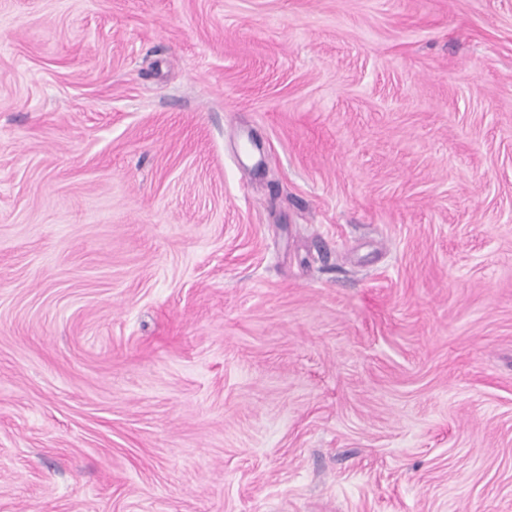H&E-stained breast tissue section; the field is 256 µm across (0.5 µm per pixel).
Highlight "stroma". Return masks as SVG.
<instances>
[{"label": "stroma", "instance_id": "stroma-1", "mask_svg": "<svg viewBox=\"0 0 512 512\" xmlns=\"http://www.w3.org/2000/svg\"><path fill=\"white\" fill-rule=\"evenodd\" d=\"M0 512H512V0H0Z\"/></svg>", "mask_w": 512, "mask_h": 512}]
</instances>
